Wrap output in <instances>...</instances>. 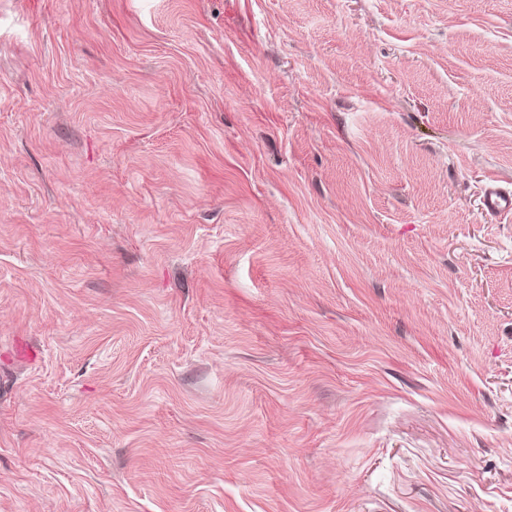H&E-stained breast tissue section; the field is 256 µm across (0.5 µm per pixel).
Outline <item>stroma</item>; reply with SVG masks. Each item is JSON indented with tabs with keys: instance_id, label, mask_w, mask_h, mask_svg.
I'll list each match as a JSON object with an SVG mask.
<instances>
[{
	"instance_id": "35a3bbf8",
	"label": "stroma",
	"mask_w": 512,
	"mask_h": 512,
	"mask_svg": "<svg viewBox=\"0 0 512 512\" xmlns=\"http://www.w3.org/2000/svg\"><path fill=\"white\" fill-rule=\"evenodd\" d=\"M512 0H0V512H512ZM483 208L493 215L512 213V195L505 192L495 178L488 179L485 185Z\"/></svg>"
}]
</instances>
